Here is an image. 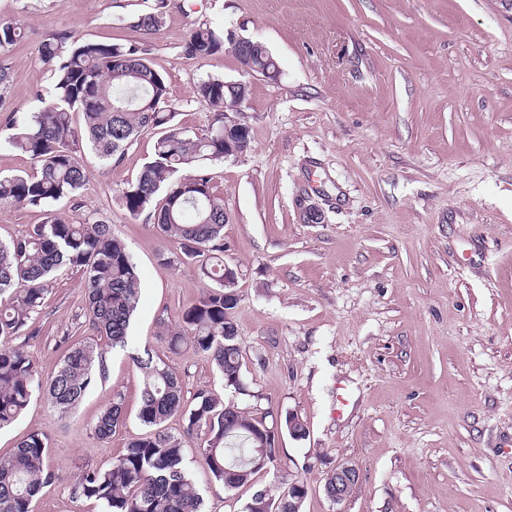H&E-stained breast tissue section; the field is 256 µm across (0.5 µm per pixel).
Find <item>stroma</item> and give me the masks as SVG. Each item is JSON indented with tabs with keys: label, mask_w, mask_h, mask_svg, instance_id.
<instances>
[{
	"label": "stroma",
	"mask_w": 512,
	"mask_h": 512,
	"mask_svg": "<svg viewBox=\"0 0 512 512\" xmlns=\"http://www.w3.org/2000/svg\"><path fill=\"white\" fill-rule=\"evenodd\" d=\"M156 3L0 0V21L24 33L0 58L10 72L0 141L9 122L54 97L39 58L54 32L139 43L187 127L210 118L193 93L199 80L249 84L250 147L212 180L229 217L224 261L237 273L234 319L252 391L239 402L257 415L298 414L308 432L281 435L277 468L233 492L194 466L204 512H244L254 491L278 495L288 473L306 484L302 512H512V0H169L153 33L123 25ZM205 20L262 42L279 76L246 73L228 51L188 56L192 25ZM155 140L142 133L112 166L85 153L81 198L139 269L130 349L151 346L186 395L218 391L207 359L169 351L156 325L178 322L208 281L119 201ZM313 210L320 222L309 221ZM41 325L27 351L47 376L63 337L91 334L78 273L53 275ZM140 389L117 350L105 382L70 416L37 393L0 431V457L30 433L47 439L60 478L35 512H101L70 487L140 432ZM116 390L127 426L102 441L92 426ZM343 461L360 482L337 505L323 484Z\"/></svg>",
	"instance_id": "1"
}]
</instances>
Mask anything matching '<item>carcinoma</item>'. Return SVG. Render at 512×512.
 <instances>
[{"mask_svg": "<svg viewBox=\"0 0 512 512\" xmlns=\"http://www.w3.org/2000/svg\"><path fill=\"white\" fill-rule=\"evenodd\" d=\"M129 28L151 32L160 13L122 18ZM18 26L0 24V54L20 40ZM253 73L280 71L277 58L253 41L247 55L232 46L224 30L208 21L196 22L184 52L207 58L224 49ZM39 55L55 78V97L31 119L12 125L5 144L34 162L30 172L0 176V208L40 207L47 216L26 234L0 243V429L11 425L33 395H44L64 418L107 376L109 350L128 344L130 321L140 300V276L127 245L112 234L109 224L94 211L76 221L56 215L60 201L84 208L80 191L89 179L82 152L88 145L105 163H117L143 131L158 134L152 159L135 180L119 190L122 206L146 221L163 237L180 245V254L200 262L212 286L186 309L179 322L159 318L160 338L172 352L190 346L208 359L223 380L224 390L249 396L243 376V354L234 312L237 289L224 287V275L236 271L224 262V204L212 192V168L241 155L250 147L245 115L238 126L224 132V100L241 84L219 77L194 86L197 98L212 109L207 127L199 132L177 121L168 109L164 77L136 42L73 41L70 34H54L42 42ZM80 112L84 127H73ZM69 268L81 276L86 316L92 338L71 339L54 372L47 379L30 359L27 340L41 333L40 314L54 272ZM142 375L137 419L144 432L131 437L107 468L86 466L71 486L75 498L94 499L102 512H203V497L189 473L185 442L195 437L198 463L211 479L231 492L251 476L276 467L273 440L267 429H288V415L256 417L233 399L210 389L185 395L181 377L149 346L132 355ZM178 416L183 434L167 431L165 422ZM121 392L94 424L100 440L125 425ZM58 476L49 462L46 437L31 433L13 453L0 459V512H33L34 500ZM245 512H288V488L270 496L260 490Z\"/></svg>", "mask_w": 512, "mask_h": 512, "instance_id": "1", "label": "carcinoma"}]
</instances>
